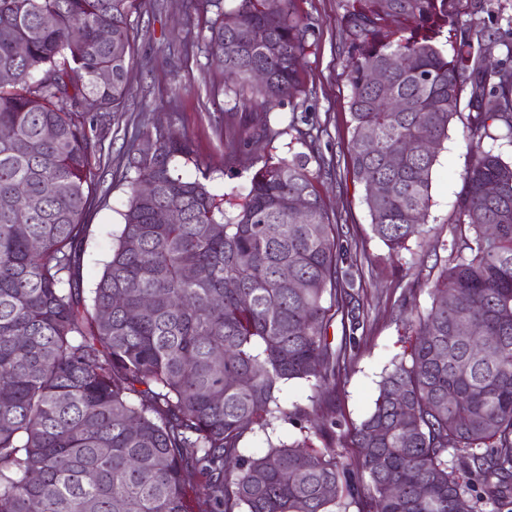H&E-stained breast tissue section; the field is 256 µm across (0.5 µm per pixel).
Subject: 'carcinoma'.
Here are the masks:
<instances>
[{
	"mask_svg": "<svg viewBox=\"0 0 512 512\" xmlns=\"http://www.w3.org/2000/svg\"><path fill=\"white\" fill-rule=\"evenodd\" d=\"M233 2L208 42L234 96L228 161L270 141L312 35L296 0ZM133 5L0 0V512H500L512 503V160L485 140L512 143V43L470 22L445 53L462 0H342L348 153L373 234L397 254L428 233L437 154L414 144L448 139L464 93L472 155L448 255L409 285L432 295L415 342L343 434L336 411L290 412L276 396L290 381L324 393L358 343L348 252L308 157L264 161L228 215L206 173H180L187 140L141 124L124 224L85 295L92 132L128 97ZM388 94L406 109L387 111ZM170 210L180 223L163 221ZM338 312L351 335L335 347ZM276 422L302 438L241 453ZM346 437L354 465L337 459Z\"/></svg>",
	"mask_w": 512,
	"mask_h": 512,
	"instance_id": "obj_1",
	"label": "carcinoma"
}]
</instances>
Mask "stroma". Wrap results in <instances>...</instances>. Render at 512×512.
<instances>
[{"mask_svg":"<svg viewBox=\"0 0 512 512\" xmlns=\"http://www.w3.org/2000/svg\"><path fill=\"white\" fill-rule=\"evenodd\" d=\"M313 28L312 47L303 62V93L269 114L274 131L267 151L276 157L307 156L309 169L330 223L339 225L351 248L349 272L362 325L329 404L343 428L363 420L378 394L384 370L410 343L411 311L430 307L428 291L407 285L427 277L436 260L445 259L451 239L456 196L471 161L466 147V115H459L442 145L432 174L430 233L394 259L371 231L365 190L350 170V85L344 69L347 35L340 23L341 0H297ZM217 9L196 0H136L129 15L133 35L125 111L98 124L103 152V180L92 189L83 217L89 232L80 276L92 289L119 235L136 177L127 167V151L139 123L184 135L192 159L181 165L189 178L206 172L211 190L235 203L248 191L261 165L256 154L224 159V121L233 100L224 93V69L210 55L208 36Z\"/></svg>","mask_w":512,"mask_h":512,"instance_id":"stroma-1","label":"stroma"}]
</instances>
